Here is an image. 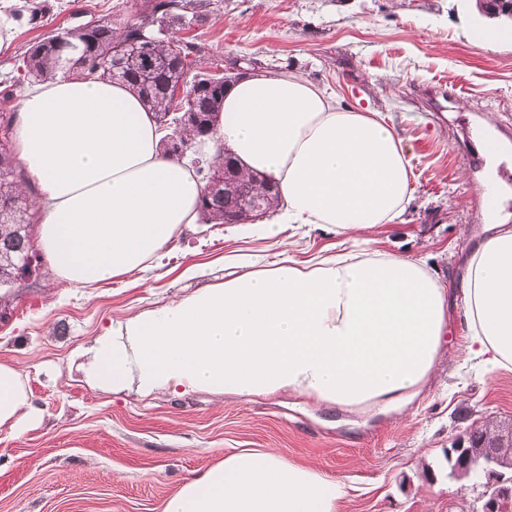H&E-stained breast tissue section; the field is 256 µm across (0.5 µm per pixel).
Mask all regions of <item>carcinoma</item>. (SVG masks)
I'll return each mask as SVG.
<instances>
[{
	"instance_id": "cac0c4a2",
	"label": "carcinoma",
	"mask_w": 512,
	"mask_h": 512,
	"mask_svg": "<svg viewBox=\"0 0 512 512\" xmlns=\"http://www.w3.org/2000/svg\"><path fill=\"white\" fill-rule=\"evenodd\" d=\"M177 7L184 9L186 5L183 0H157L150 11L140 12L134 19L84 23L63 32H48L27 50L23 59L24 78L40 82L58 70L86 71L128 84L144 105L161 118L171 112L189 113L188 121L177 129V143L162 144L165 153L176 157L178 148L189 149L196 139L217 135L222 124L224 85L237 82L235 72L224 77L201 71L190 74L191 51L187 43L165 34L162 26L154 28L166 19H179L172 14ZM187 79L188 94L175 99L171 87ZM213 169L224 170V186L204 191L202 206L215 223L238 224L244 220L239 207L244 178L254 184L253 194L263 198L266 210L274 212L276 195L271 179L258 173L242 174L226 149L204 161L197 173L204 180ZM22 181L9 143L0 142V249L13 256L27 255L33 249L28 225L11 219L13 213L29 219L28 197L20 189ZM470 441L483 455L509 446L490 421L472 428Z\"/></svg>"
}]
</instances>
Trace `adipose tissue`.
<instances>
[{
	"mask_svg": "<svg viewBox=\"0 0 512 512\" xmlns=\"http://www.w3.org/2000/svg\"><path fill=\"white\" fill-rule=\"evenodd\" d=\"M16 155L35 185L37 244L51 282L91 287L152 267L182 230L205 223L203 184L163 153L161 134L124 84L58 73L12 103ZM404 139L379 113L343 107L297 73L257 72L224 96L203 153L229 149L242 172L272 178L284 224L325 225L350 250L303 264L282 254L113 321L80 369L92 388L142 397L292 396L353 415L405 413L458 320L465 359L512 369V224L491 216L464 251L462 307L425 259L371 247L412 199ZM26 372L0 361V431L41 421ZM342 481L271 450L242 449L187 479L163 512H338Z\"/></svg>",
	"mask_w": 512,
	"mask_h": 512,
	"instance_id": "obj_1",
	"label": "adipose tissue"
}]
</instances>
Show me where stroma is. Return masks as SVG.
Listing matches in <instances>:
<instances>
[{
  "mask_svg": "<svg viewBox=\"0 0 512 512\" xmlns=\"http://www.w3.org/2000/svg\"><path fill=\"white\" fill-rule=\"evenodd\" d=\"M142 0H47L37 23L16 19L0 51V113L26 87L20 65L41 35L91 20L120 21ZM512 27L475 0H192L179 38L203 65L293 71L346 107L379 113L405 140L413 198L372 245L431 257L461 298L460 253L493 189L512 214ZM304 261L346 247L315 225H285ZM279 248L260 224H194L146 271L98 288L50 283L45 270L0 297V361L27 372L43 410L35 427L0 433V512H162L188 477L242 448L343 480L338 512H479L484 487L449 475L455 439L489 419L512 420V370L480 375L448 357L403 417H354L295 397L222 401L204 393L107 394L82 381L78 355L126 314L220 282L242 260L266 265Z\"/></svg>",
  "mask_w": 512,
  "mask_h": 512,
  "instance_id": "obj_1",
  "label": "stroma"
}]
</instances>
